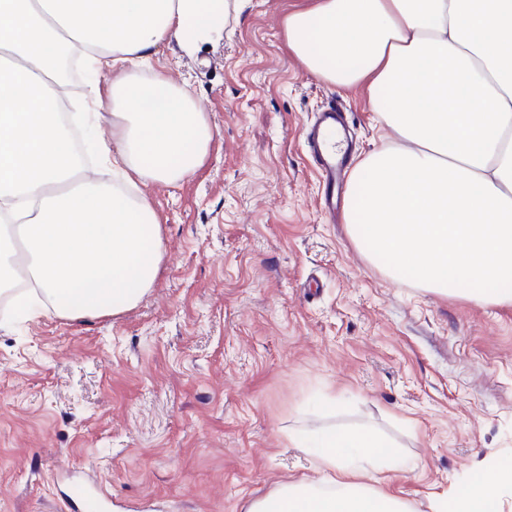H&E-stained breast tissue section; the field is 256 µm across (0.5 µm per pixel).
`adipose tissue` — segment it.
<instances>
[{
	"label": "adipose tissue",
	"instance_id": "obj_1",
	"mask_svg": "<svg viewBox=\"0 0 512 512\" xmlns=\"http://www.w3.org/2000/svg\"><path fill=\"white\" fill-rule=\"evenodd\" d=\"M209 0H0V279L19 269L35 296L24 317L117 315L152 288L161 226L135 182L175 185L213 137L182 87L151 72L157 47L204 31ZM291 52L338 87H366L397 135L352 170L345 219L354 246L394 280L441 296L512 305V0H313L284 20ZM112 67L96 104L112 116L100 145L112 183L75 180L71 123L56 70L75 43ZM323 480L279 484L246 512H412L371 483L386 440L367 428L296 436ZM512 461L457 485L439 512H495Z\"/></svg>",
	"mask_w": 512,
	"mask_h": 512
}]
</instances>
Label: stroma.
<instances>
[{
  "label": "stroma",
  "mask_w": 512,
  "mask_h": 512,
  "mask_svg": "<svg viewBox=\"0 0 512 512\" xmlns=\"http://www.w3.org/2000/svg\"><path fill=\"white\" fill-rule=\"evenodd\" d=\"M156 68L206 112L202 167L145 186L165 255L116 316L24 319L0 305V512H245L279 483L321 480L291 437L370 425L393 443L381 490L413 512L512 458V305L388 279L321 208L304 128L347 114L353 161L395 133L365 90L331 86L290 53L306 0H223Z\"/></svg>",
  "instance_id": "stroma-1"
}]
</instances>
